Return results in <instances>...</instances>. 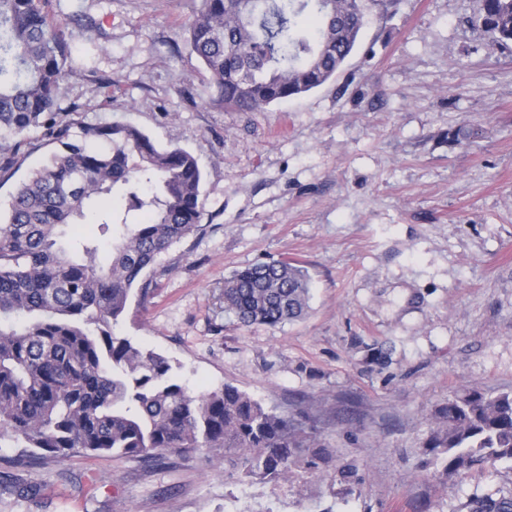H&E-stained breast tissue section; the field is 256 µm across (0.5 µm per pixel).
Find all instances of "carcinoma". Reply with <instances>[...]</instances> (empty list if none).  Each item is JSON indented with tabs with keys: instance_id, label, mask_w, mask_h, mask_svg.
I'll return each mask as SVG.
<instances>
[{
	"instance_id": "1",
	"label": "carcinoma",
	"mask_w": 512,
	"mask_h": 512,
	"mask_svg": "<svg viewBox=\"0 0 512 512\" xmlns=\"http://www.w3.org/2000/svg\"><path fill=\"white\" fill-rule=\"evenodd\" d=\"M396 0H202L189 44L239 112L316 89L354 52L368 12ZM478 26L512 48V0H480ZM46 0H0V139L43 128L56 144L0 211V438L44 457L224 450L228 476L277 482L327 462L306 415H283L239 388L190 391L168 359L113 328L144 271L202 230L195 155L130 124L57 118L69 43ZM120 195V207L112 196ZM309 278L286 259L224 282L244 326H277L309 309ZM425 453L446 478L512 461V391L455 394L434 417ZM466 512H512V487Z\"/></svg>"
}]
</instances>
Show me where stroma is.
Listing matches in <instances>:
<instances>
[{"label":"stroma","mask_w":512,"mask_h":512,"mask_svg":"<svg viewBox=\"0 0 512 512\" xmlns=\"http://www.w3.org/2000/svg\"><path fill=\"white\" fill-rule=\"evenodd\" d=\"M200 6L45 4L71 47L61 118L134 124L203 172L204 231L147 269V301L131 298L115 331L190 388L304 411L332 460L288 483H235L204 450L54 462L5 438L0 512H461L512 485L510 461L448 480L422 453L455 393L512 390V51L474 27L479 0L372 12L335 77L259 112L218 104L189 47ZM461 126L476 137L452 142ZM8 144L1 204L55 149L38 129ZM280 259L309 276L307 315L242 326L225 280ZM348 462L350 494L335 477Z\"/></svg>","instance_id":"35a3bbf8"}]
</instances>
